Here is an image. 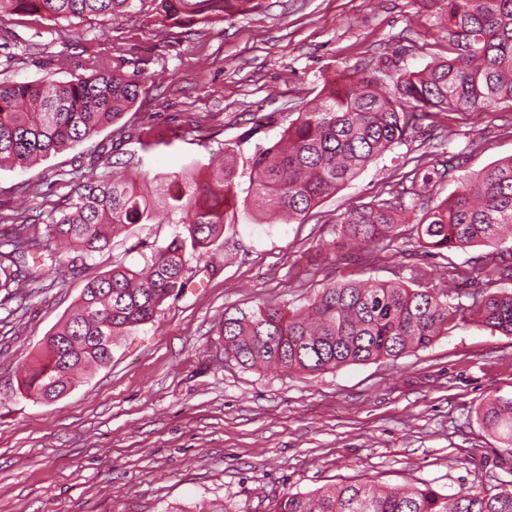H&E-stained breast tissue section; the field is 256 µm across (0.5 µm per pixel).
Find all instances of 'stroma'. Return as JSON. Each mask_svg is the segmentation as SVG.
<instances>
[{
    "label": "stroma",
    "mask_w": 512,
    "mask_h": 512,
    "mask_svg": "<svg viewBox=\"0 0 512 512\" xmlns=\"http://www.w3.org/2000/svg\"><path fill=\"white\" fill-rule=\"evenodd\" d=\"M438 12L435 0H262L176 27L148 6L76 28L0 16L2 76L61 80L56 53L97 52L138 71L142 85L119 124L31 168L0 169V232L9 216L62 207L73 187L68 171L109 148L122 127L139 134L123 146L142 161L129 174L201 166L231 148L236 192L246 196L255 146L276 142L326 82L446 58ZM17 42L30 56L13 66L5 54ZM433 126L453 131L446 152L455 169L439 198L460 177L512 155V110L440 111L300 219L238 211L209 260L190 263L183 293L154 322L119 337L111 363L57 400L33 401L19 385L44 336L88 280L117 266L142 268L179 225L163 214L129 227L78 273L46 272L24 316L0 309V512H195L208 502L269 512L286 492L348 482L456 493L512 480L476 414L489 395L512 392V336L469 323L429 348L314 375L249 370L224 357L225 311L267 302L296 310L326 283L390 280L406 254L441 280L454 262L460 300L476 291L470 270L481 247L427 256L410 229L395 251H331L347 214L386 198L414 157L431 151Z\"/></svg>",
    "instance_id": "35a3bbf8"
}]
</instances>
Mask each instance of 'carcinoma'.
Listing matches in <instances>:
<instances>
[{"mask_svg": "<svg viewBox=\"0 0 512 512\" xmlns=\"http://www.w3.org/2000/svg\"><path fill=\"white\" fill-rule=\"evenodd\" d=\"M144 0H0V13L37 14L55 24L89 16L125 18ZM165 21L184 26L230 15L251 0H150ZM439 25L447 32L448 58L419 71L384 78L361 75L331 86L320 104L300 113L269 145L252 156L256 178L247 195L232 194L239 177L235 150L207 165L203 173L140 172L156 184L158 204L184 231L150 256L147 269H114L85 285L64 323L45 336L38 363L23 382L27 396L52 401L67 393L76 375L111 361L102 336H127L156 317L164 303L188 284L192 260L209 256L224 234L226 214L272 211L296 219L351 182L392 146L407 140L413 120L433 109L495 112L512 109V0H437ZM57 68L77 67L66 81L0 80V163L25 167L75 145L112 124L139 98L137 73L127 74L112 59L88 56L75 63L58 56ZM89 173L65 205L34 218L16 214L8 246L0 250V273L10 284L31 287L59 255L51 244L71 245L68 264L75 270L105 248L109 235L132 224L155 220L153 203L132 178ZM448 169L415 158L413 169L386 199L348 213L336 248L350 250L402 239L405 220L414 216L424 248L438 255L476 246L496 254L473 267L484 288L471 302L450 301L430 272L414 269L409 283L400 271L389 281L327 283L303 311L271 303L224 313V358L244 369L274 368L284 373L320 374L349 364L398 358L425 349L448 333L452 323H478L512 335V157L491 163L459 180L446 199L435 189ZM483 427L512 451V395L493 394L478 407ZM270 512H512V484L496 492L470 489L444 494L424 483L406 489L376 484L332 485L311 492H286Z\"/></svg>", "mask_w": 512, "mask_h": 512, "instance_id": "1", "label": "carcinoma"}]
</instances>
